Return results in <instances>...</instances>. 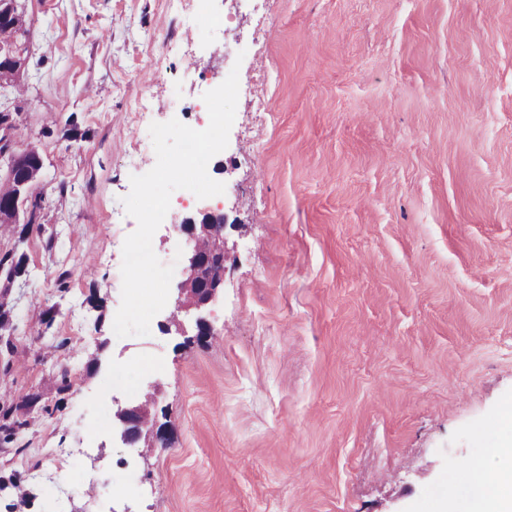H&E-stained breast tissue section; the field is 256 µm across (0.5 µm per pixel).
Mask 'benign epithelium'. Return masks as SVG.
I'll list each match as a JSON object with an SVG mask.
<instances>
[{"label": "benign epithelium", "mask_w": 512, "mask_h": 512, "mask_svg": "<svg viewBox=\"0 0 512 512\" xmlns=\"http://www.w3.org/2000/svg\"><path fill=\"white\" fill-rule=\"evenodd\" d=\"M0 17L23 31L26 28V14L18 9L16 0H0ZM27 58L23 48L14 50L7 61L0 65V86L7 87L16 82L24 72ZM15 121L12 113H0V158H9L7 176L12 179L21 171L29 168V162L37 161L42 164L38 152L32 148L19 150L14 138ZM40 170L33 171L29 177L19 181L16 186L17 200L7 209L0 210V223H19L20 210L35 204L32 199L33 189L38 180ZM180 230L187 234L195 243L206 241L211 248L205 252L194 247L188 259L187 277L179 285V302L182 308H199L207 304L221 288L224 282L225 262L227 259L224 247V216L210 214L201 224L186 222L180 225ZM119 417L124 424L123 439L134 444L141 438L161 437V431L155 429V424L146 411L135 406L120 411Z\"/></svg>", "instance_id": "obj_1"}]
</instances>
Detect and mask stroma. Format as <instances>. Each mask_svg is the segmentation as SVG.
Returning <instances> with one entry per match:
<instances>
[{"label": "stroma", "instance_id": "obj_1", "mask_svg": "<svg viewBox=\"0 0 512 512\" xmlns=\"http://www.w3.org/2000/svg\"><path fill=\"white\" fill-rule=\"evenodd\" d=\"M0 108L43 163L0 224V512H431L495 471L512 399V0H20ZM239 71L222 195L175 191L147 337L117 338L122 199L155 122L195 124ZM225 214L224 286L179 310ZM175 317L182 331L163 332ZM213 334L195 339L197 319ZM162 437L126 445L118 409ZM27 65L24 49L18 47L14 53L8 55L7 61L0 66V86L7 87L16 82L24 72Z\"/></svg>", "mask_w": 512, "mask_h": 512}]
</instances>
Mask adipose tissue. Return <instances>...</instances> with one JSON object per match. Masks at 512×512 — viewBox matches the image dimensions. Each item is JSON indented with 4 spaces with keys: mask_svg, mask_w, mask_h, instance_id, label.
Instances as JSON below:
<instances>
[{
    "mask_svg": "<svg viewBox=\"0 0 512 512\" xmlns=\"http://www.w3.org/2000/svg\"><path fill=\"white\" fill-rule=\"evenodd\" d=\"M493 426L500 435L495 452L505 467L489 472L471 463L465 482L449 487L439 512H512V402L496 411Z\"/></svg>",
    "mask_w": 512,
    "mask_h": 512,
    "instance_id": "adipose-tissue-1",
    "label": "adipose tissue"
}]
</instances>
